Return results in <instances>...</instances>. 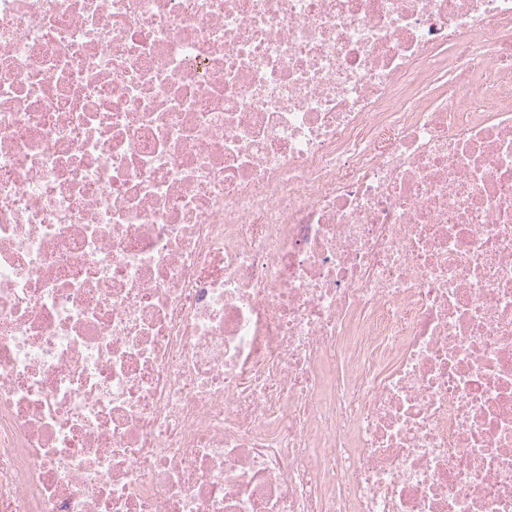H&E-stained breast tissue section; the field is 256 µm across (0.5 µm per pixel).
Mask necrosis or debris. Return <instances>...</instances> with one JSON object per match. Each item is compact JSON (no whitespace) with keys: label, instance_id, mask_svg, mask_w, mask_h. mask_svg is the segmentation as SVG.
Returning <instances> with one entry per match:
<instances>
[{"label":"necrosis or debris","instance_id":"necrosis-or-debris-1","mask_svg":"<svg viewBox=\"0 0 512 512\" xmlns=\"http://www.w3.org/2000/svg\"><path fill=\"white\" fill-rule=\"evenodd\" d=\"M0 512H512V0H0Z\"/></svg>","mask_w":512,"mask_h":512}]
</instances>
